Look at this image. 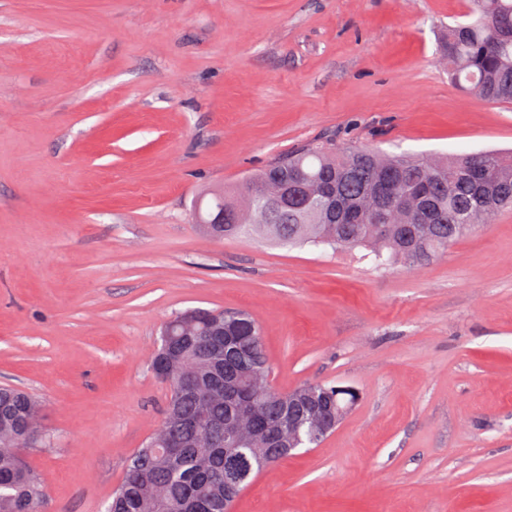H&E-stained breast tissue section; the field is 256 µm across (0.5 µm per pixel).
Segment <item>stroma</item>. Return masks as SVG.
<instances>
[{
	"label": "stroma",
	"mask_w": 512,
	"mask_h": 512,
	"mask_svg": "<svg viewBox=\"0 0 512 512\" xmlns=\"http://www.w3.org/2000/svg\"><path fill=\"white\" fill-rule=\"evenodd\" d=\"M469 0H0V385L48 512H105L169 395L161 325L250 312L269 380L361 398L234 512H512V212L428 264L216 239L197 199L328 138L512 150L439 54Z\"/></svg>",
	"instance_id": "1"
}]
</instances>
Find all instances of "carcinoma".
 Here are the masks:
<instances>
[{"label":"carcinoma","mask_w":512,"mask_h":512,"mask_svg":"<svg viewBox=\"0 0 512 512\" xmlns=\"http://www.w3.org/2000/svg\"><path fill=\"white\" fill-rule=\"evenodd\" d=\"M476 19L448 28L443 54L452 78L487 102L512 101V0H473ZM383 176L397 184L401 200L384 210V223H371L380 206L372 191ZM336 183L339 207L328 213L318 195L325 182ZM311 197L297 208L274 209L270 202L285 187ZM512 209V154L481 152L449 156L394 155L374 150L340 148L328 140L285 156L250 176L234 196H224V237L251 235L282 246L327 245L364 248L389 262L426 263L480 224H489ZM240 323L238 343L221 358L222 370L207 351V323L193 326L191 341L180 349L181 370L193 387L171 386L165 418L179 415L174 438L181 444L169 458L150 443L135 453L106 512H227L242 490L266 467L288 458V448H275L256 462L236 486L224 490V375L238 371L239 356L253 374L243 383L249 390L256 430L254 442L241 455L253 457L266 434L288 431V399L269 383V363L261 329L247 311ZM209 390L205 405L199 394ZM300 389L325 399L322 411L336 414V392L321 383ZM204 410L209 426L194 423ZM40 412L31 395L0 387V512H36L44 495L37 474L25 464L21 449L38 437L31 417ZM300 445L319 446L326 438L306 423V409L293 410Z\"/></svg>","instance_id":"carcinoma-1"}]
</instances>
